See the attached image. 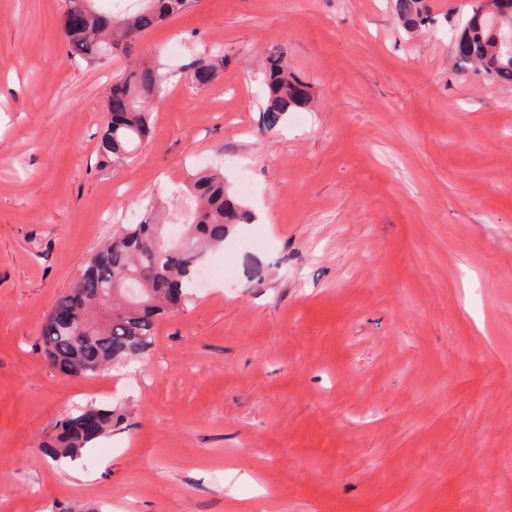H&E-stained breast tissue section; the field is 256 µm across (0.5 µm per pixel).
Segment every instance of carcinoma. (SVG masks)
<instances>
[{
  "instance_id": "carcinoma-1",
  "label": "carcinoma",
  "mask_w": 512,
  "mask_h": 512,
  "mask_svg": "<svg viewBox=\"0 0 512 512\" xmlns=\"http://www.w3.org/2000/svg\"><path fill=\"white\" fill-rule=\"evenodd\" d=\"M61 26L72 57L107 60L126 55L141 34L158 23L181 15L192 0H137L135 11L113 17L97 0H63ZM400 25L414 33L434 22L430 0H393ZM501 19L499 35L512 32V0H472L471 13L455 41L456 63L480 70L488 79L512 83V56L493 34L490 19ZM282 48L267 60L264 82L267 100L263 124L276 129L289 112L311 102V84L288 68ZM224 66L217 51L194 60L187 78L195 86L208 85ZM167 75L156 66L131 63L112 78L107 113L116 122L107 125L99 153L114 165L135 159L136 149L150 133L148 103L166 91ZM186 197L193 203L190 222L171 236L167 225L153 216L139 224L122 225L112 240L86 264L74 287L55 306L85 307L92 328L78 330L45 320L41 343L49 362L74 377L101 370L143 353L152 343L158 322L188 298V289L209 251L224 244L237 224H247L249 209L233 197L219 170L205 171L176 192L172 201ZM134 289L136 297L127 294ZM118 416L110 409L89 407L66 416L43 442L53 458L77 459L92 439L112 429Z\"/></svg>"
}]
</instances>
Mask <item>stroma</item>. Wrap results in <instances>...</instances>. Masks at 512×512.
<instances>
[{"label": "stroma", "instance_id": "1", "mask_svg": "<svg viewBox=\"0 0 512 512\" xmlns=\"http://www.w3.org/2000/svg\"><path fill=\"white\" fill-rule=\"evenodd\" d=\"M469 2L411 35L392 0H195L76 61L62 0H0V512H512V84L456 66ZM283 46L314 100L271 132ZM133 59L173 78L115 168L98 146ZM204 159L262 221L144 354L57 372L56 299ZM90 406L122 421L78 481L40 444ZM224 66V53L217 51L194 60L187 71V78L195 86L208 85L215 74Z\"/></svg>", "mask_w": 512, "mask_h": 512}]
</instances>
